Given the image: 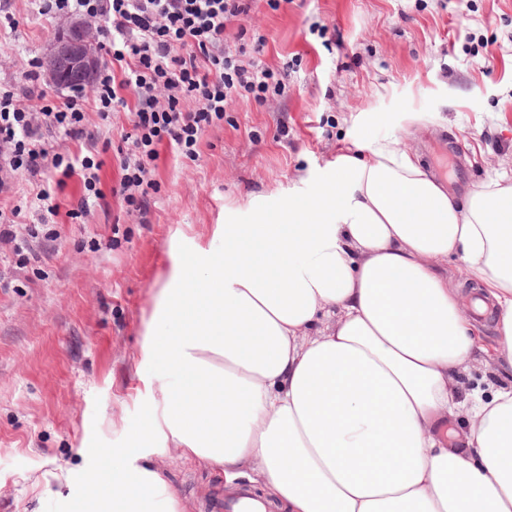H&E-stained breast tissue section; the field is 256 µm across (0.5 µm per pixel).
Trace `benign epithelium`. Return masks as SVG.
<instances>
[{"label": "benign epithelium", "instance_id": "obj_1", "mask_svg": "<svg viewBox=\"0 0 512 512\" xmlns=\"http://www.w3.org/2000/svg\"><path fill=\"white\" fill-rule=\"evenodd\" d=\"M98 26L88 19H68L44 56L49 80L57 84L81 86L88 82L97 64Z\"/></svg>", "mask_w": 512, "mask_h": 512}]
</instances>
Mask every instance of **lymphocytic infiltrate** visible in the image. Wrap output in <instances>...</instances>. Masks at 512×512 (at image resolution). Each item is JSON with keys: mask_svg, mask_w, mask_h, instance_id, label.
Instances as JSON below:
<instances>
[{"mask_svg": "<svg viewBox=\"0 0 512 512\" xmlns=\"http://www.w3.org/2000/svg\"><path fill=\"white\" fill-rule=\"evenodd\" d=\"M261 0H33L42 17L71 12L104 19L101 47L110 58L91 90L51 98L38 84L0 90V197L14 193L7 173L42 179L35 210L76 219L107 207L101 164L95 156L100 122L127 113L132 131L118 147L121 178L112 194L140 215L149 212V167L162 150L195 157L202 134L224 121L243 95H283L287 71L246 58L244 46L229 47L226 30L249 16ZM195 101L192 110L182 101ZM98 123H90L88 112ZM67 144L64 152L55 143ZM79 196L60 199L68 182Z\"/></svg>", "mask_w": 512, "mask_h": 512, "instance_id": "1", "label": "lymphocytic infiltrate"}]
</instances>
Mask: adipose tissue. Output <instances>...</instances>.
I'll use <instances>...</instances> for the list:
<instances>
[{"label": "adipose tissue", "instance_id": "ef3b65f1", "mask_svg": "<svg viewBox=\"0 0 512 512\" xmlns=\"http://www.w3.org/2000/svg\"><path fill=\"white\" fill-rule=\"evenodd\" d=\"M174 258L141 345L167 380L152 419L84 475L80 512H176L143 460L260 461L272 512H512V385L462 395L495 323L512 372V183L456 201L393 142L354 145L306 205L232 211ZM461 258L480 295L448 282ZM467 429L449 445L448 421Z\"/></svg>", "mask_w": 512, "mask_h": 512}]
</instances>
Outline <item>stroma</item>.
Instances as JSON below:
<instances>
[{
  "label": "stroma",
  "mask_w": 512,
  "mask_h": 512,
  "mask_svg": "<svg viewBox=\"0 0 512 512\" xmlns=\"http://www.w3.org/2000/svg\"><path fill=\"white\" fill-rule=\"evenodd\" d=\"M0 17V86H22L26 60L42 56L60 24L30 0ZM20 22L11 29L9 19ZM262 35V60L287 68L288 91L237 99L203 135L197 158L163 153L150 180L147 216L120 200L56 225L59 245L32 242L25 267L0 243V512H57L78 485L80 443L122 447L151 417L146 396L161 375L140 362L145 325L173 251L214 242L224 212L288 196L307 202L337 156L384 137L434 173L463 168L464 198L512 177V0H285L228 29V42ZM425 113L424 124L410 114ZM128 116L103 124V188L121 177L116 148ZM180 506L204 512L223 472L181 457L150 456Z\"/></svg>",
  "instance_id": "1"
}]
</instances>
